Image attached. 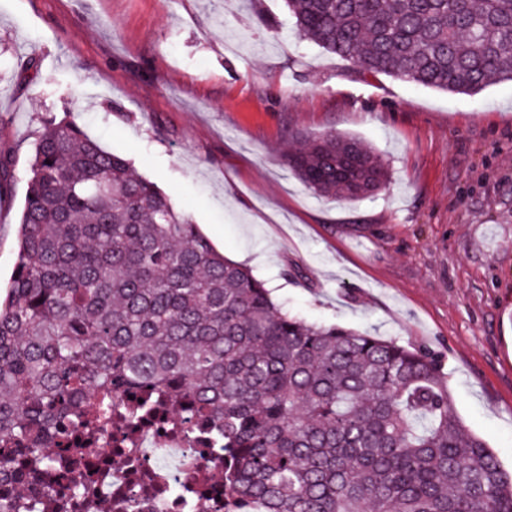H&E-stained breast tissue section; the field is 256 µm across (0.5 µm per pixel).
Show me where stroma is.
Segmentation results:
<instances>
[{
	"label": "stroma",
	"mask_w": 512,
	"mask_h": 512,
	"mask_svg": "<svg viewBox=\"0 0 512 512\" xmlns=\"http://www.w3.org/2000/svg\"><path fill=\"white\" fill-rule=\"evenodd\" d=\"M0 285L27 159L69 115L127 158L276 302L445 360L456 413L512 470V82L452 94L361 74L284 0H0ZM362 139L388 182L321 198L293 135Z\"/></svg>",
	"instance_id": "35a3bbf8"
}]
</instances>
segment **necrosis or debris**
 <instances>
[{
    "label": "necrosis or debris",
    "instance_id": "necrosis-or-debris-1",
    "mask_svg": "<svg viewBox=\"0 0 512 512\" xmlns=\"http://www.w3.org/2000/svg\"><path fill=\"white\" fill-rule=\"evenodd\" d=\"M54 489L69 503L64 512H85L86 489L104 512H225L224 451L212 428L161 399L155 415L77 455Z\"/></svg>",
    "mask_w": 512,
    "mask_h": 512
}]
</instances>
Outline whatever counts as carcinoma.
<instances>
[{
    "label": "carcinoma",
    "mask_w": 512,
    "mask_h": 512,
    "mask_svg": "<svg viewBox=\"0 0 512 512\" xmlns=\"http://www.w3.org/2000/svg\"><path fill=\"white\" fill-rule=\"evenodd\" d=\"M297 34L388 75L475 95L512 81V0H285ZM292 172L353 201L387 179L354 136L296 138ZM15 162L0 157V192ZM0 300V512L71 423L112 424L96 393H164L224 427L226 512H512V472L455 412L433 352L279 307L129 161L47 118Z\"/></svg>",
    "instance_id": "carcinoma-1"
}]
</instances>
